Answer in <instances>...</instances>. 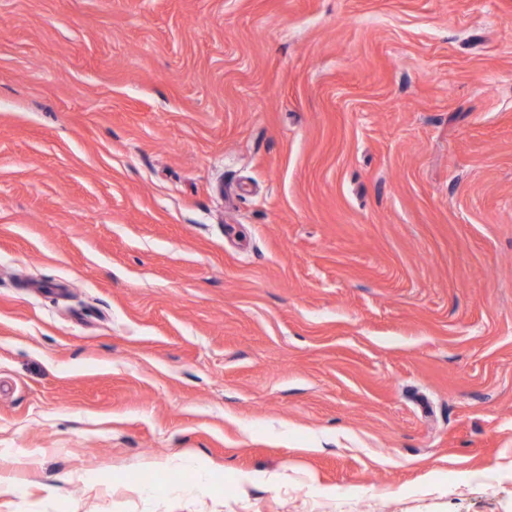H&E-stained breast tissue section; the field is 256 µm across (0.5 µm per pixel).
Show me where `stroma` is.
Segmentation results:
<instances>
[{
	"label": "stroma",
	"instance_id": "obj_1",
	"mask_svg": "<svg viewBox=\"0 0 512 512\" xmlns=\"http://www.w3.org/2000/svg\"><path fill=\"white\" fill-rule=\"evenodd\" d=\"M321 507L512 512V0H0V512Z\"/></svg>",
	"mask_w": 512,
	"mask_h": 512
}]
</instances>
